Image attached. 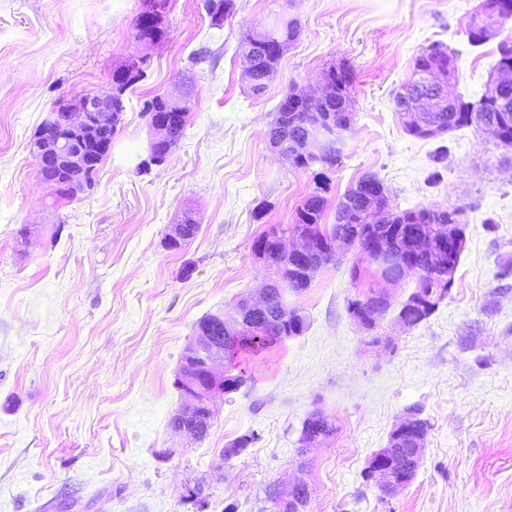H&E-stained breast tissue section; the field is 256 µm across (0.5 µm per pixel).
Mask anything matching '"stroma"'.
<instances>
[{
  "label": "stroma",
  "instance_id": "stroma-1",
  "mask_svg": "<svg viewBox=\"0 0 512 512\" xmlns=\"http://www.w3.org/2000/svg\"><path fill=\"white\" fill-rule=\"evenodd\" d=\"M207 4L168 0L152 45L135 37L142 0H0V512H273L269 487L296 483L310 489L306 512H512V150L472 127L417 138L394 103L435 44L458 57L449 95L480 98L498 52L468 41L478 0H236L219 27ZM279 16L301 34L255 96L241 38ZM131 59L145 77L94 187L56 200L29 152L37 127L56 102L109 90ZM341 65L355 73L354 120L325 172L329 202L371 174L393 211H455L453 286L404 328L417 285L406 279L368 336L347 311L358 254L323 266L294 298L307 330L249 356L247 387L215 396L195 440L169 426L187 343L203 317L233 318L272 279L252 243L293 223L317 182L270 149L275 108ZM177 88L186 134L156 165L142 103ZM188 212L198 233L169 249ZM412 408L429 423L425 451L387 497L363 472ZM316 409L336 431L305 451Z\"/></svg>",
  "mask_w": 512,
  "mask_h": 512
}]
</instances>
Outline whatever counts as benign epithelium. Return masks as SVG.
<instances>
[{
	"label": "benign epithelium",
	"mask_w": 512,
	"mask_h": 512,
	"mask_svg": "<svg viewBox=\"0 0 512 512\" xmlns=\"http://www.w3.org/2000/svg\"><path fill=\"white\" fill-rule=\"evenodd\" d=\"M279 25L276 21L254 30L249 41L241 47L246 61L244 78L250 87L257 83L259 52L273 45L282 57L288 50L289 44L278 36ZM498 46L502 57L500 67L485 85L481 98L466 105L467 122L478 131L490 127L489 113L512 110V40L503 38ZM424 55L430 59V64L419 70L416 78L397 95L396 108L410 133L422 139H432L447 132L436 112L445 108L452 111L458 105L457 100L445 93L446 85L456 78L457 68L453 66L448 50L438 45L428 47ZM116 93L117 85L113 84L105 92H89L63 101L42 122L30 142L29 152L37 169L46 167L56 172L57 180L49 182L54 191L71 196L80 193L88 174L112 152V128L119 123V115L112 111V97ZM291 95L304 103L308 112L295 134L286 139L273 136L269 138L270 146L291 161L300 157L320 163L339 157L343 149V133L354 119L352 100L344 98L336 103V111H330L329 104L334 100L335 92L326 79L317 95L298 88L291 91ZM188 104L189 99L181 92L168 94L162 102L164 116L149 118L153 131L150 153L161 162L166 161L177 146L172 121L188 117ZM352 212L358 220L338 225L336 233L329 238L308 230L298 231L283 240L276 228L262 238L254 253L255 259L266 263L267 242H281L292 261L289 268L296 276L284 278L277 274L259 299L242 298L234 321L226 320L222 314H214L208 323L197 326L176 377V384L186 398L182 419L210 421L213 396L237 391L247 384L245 377L219 371L217 366L224 364L225 338L239 336L261 322L270 296H276L281 311L285 312L284 319L291 323L290 337L301 333L306 318L299 309L289 305L288 296L296 292V279H312L329 257L337 258L354 249L361 256L359 272L373 274V291L362 294L359 303L348 310L354 323L367 333L376 328L378 315L388 306L387 287L409 276H420L417 256L428 262L440 284L448 288L452 286L459 246L455 212L438 209L430 212L432 232L421 241L415 257L403 236L405 225L393 223L386 189L381 182L376 181L363 190ZM433 301V294L422 288L409 295L398 313L400 325L411 326L410 314L427 310ZM214 325L223 330V335H213ZM322 419L324 415L319 412L310 415L308 426L301 433L302 447L315 448L330 436L322 428ZM426 435V427L418 425V413L408 412L404 421L391 431L387 446L369 461L366 468L369 478L378 479L388 495L406 486L417 473ZM268 493L276 512H301L302 505L310 497L309 487L305 484L294 485L286 495L277 486Z\"/></svg>",
	"instance_id": "benign-epithelium-1"
}]
</instances>
